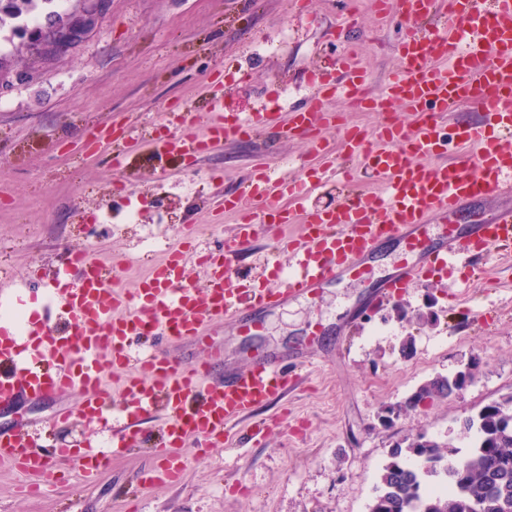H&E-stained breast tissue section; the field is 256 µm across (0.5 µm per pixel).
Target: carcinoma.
Returning a JSON list of instances; mask_svg holds the SVG:
<instances>
[{
    "mask_svg": "<svg viewBox=\"0 0 512 512\" xmlns=\"http://www.w3.org/2000/svg\"><path fill=\"white\" fill-rule=\"evenodd\" d=\"M476 368L473 362L456 379L437 375L427 380L405 401L388 407L384 421L455 396ZM461 429L475 433L463 456L424 432L392 448L368 512H512V395L463 419Z\"/></svg>",
    "mask_w": 512,
    "mask_h": 512,
    "instance_id": "cac0c4a2",
    "label": "carcinoma"
}]
</instances>
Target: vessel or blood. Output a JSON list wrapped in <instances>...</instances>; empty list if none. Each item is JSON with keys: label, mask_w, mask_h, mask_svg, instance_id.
I'll return each mask as SVG.
<instances>
[{"label": "vessel or blood", "mask_w": 512, "mask_h": 512, "mask_svg": "<svg viewBox=\"0 0 512 512\" xmlns=\"http://www.w3.org/2000/svg\"><path fill=\"white\" fill-rule=\"evenodd\" d=\"M392 3L411 26L399 67L376 95L367 92L368 74L351 54L342 56L337 76L312 71L310 103L293 111L289 125L313 139L325 162L306 177L263 171L248 180L246 192L258 210L242 214L233 249L202 259L204 294L185 281L191 252L169 253L133 291L122 293L104 265L73 250L57 269L56 286L41 310L24 326L0 317L1 408L26 397L74 392L84 415L111 414L112 446L84 451L79 463L85 475H95L109 456L135 446L142 424L160 416L166 463L145 479L178 483L185 470L179 450L186 440L223 439L229 423L281 395L297 365L294 357L259 351L245 368H225L218 381L214 364L223 358L222 349L211 348L205 360L185 365L163 351H141L138 338L171 336L201 344L206 326L229 318L238 320L242 332L259 334L257 310L314 297L328 283L360 275L375 247L392 238L404 243L409 257L380 282L365 310L399 298L433 267L482 265L491 246L512 254V206L476 213L464 227L453 222L466 201L512 195V0H376L378 12ZM337 97L384 115L373 136L346 129L351 154L362 161L356 171L336 167L327 157L326 133L336 126L329 102ZM463 102L478 106L477 118L460 131L459 141L447 144L439 134L441 120ZM396 103L412 112L413 125L392 118ZM275 128L276 117L267 112L227 118L217 110L201 130L195 120H182L169 146L196 157L242 134ZM450 151L458 160L425 162ZM362 177L380 181L381 192L326 208L310 201L321 185L347 186ZM435 214L452 220L436 235L427 224ZM290 224L302 225L301 238L285 237ZM258 230L272 240L273 252L258 257L257 276L236 277L234 267L251 251ZM281 253L289 256L284 268L274 260ZM54 307L70 316L69 332L52 327ZM108 370L124 376L125 402L116 409L102 386ZM0 462L27 473L45 468L23 426L0 434Z\"/></svg>", "instance_id": "obj_1"}]
</instances>
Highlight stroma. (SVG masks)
<instances>
[{
  "mask_svg": "<svg viewBox=\"0 0 512 512\" xmlns=\"http://www.w3.org/2000/svg\"><path fill=\"white\" fill-rule=\"evenodd\" d=\"M407 33L398 16L380 17L373 0H106L93 27L57 57L38 59L12 39L4 52L15 72L36 77L0 90L8 102L0 110V287L42 303L68 251L84 246L124 290L182 242L222 251L237 221L233 213L215 217L225 193L239 192L256 168L312 161L310 140L285 131L271 142L245 136L185 159L159 156L155 142L175 134L179 114L203 122L217 102L227 115L272 112L287 123L293 107L308 103V70L327 69L345 52L381 90ZM131 122L142 143L118 176L111 143L86 146L103 128ZM107 204L113 225L88 238ZM131 208L141 223H123ZM405 256L399 243L376 248L362 277L259 311L261 335L230 321L207 328L209 344L239 365L258 349L296 350L316 327L325 334L310 352L312 369L230 424L227 440L184 447L180 483H140L159 463L158 417L147 421L143 447L91 480L73 462H51L36 478L0 464V512H368L379 471L404 438L422 431L467 451L473 438L461 433V420L512 395V261L491 252L479 286H466L469 269L460 265L354 323ZM474 360L476 376L458 397L383 426L388 406ZM79 405L69 392L26 401L0 410V431L25 424L48 453L105 443L102 424ZM62 409L72 420L57 429Z\"/></svg>",
  "mask_w": 512,
  "mask_h": 512,
  "instance_id": "obj_1",
  "label": "stroma"
}]
</instances>
